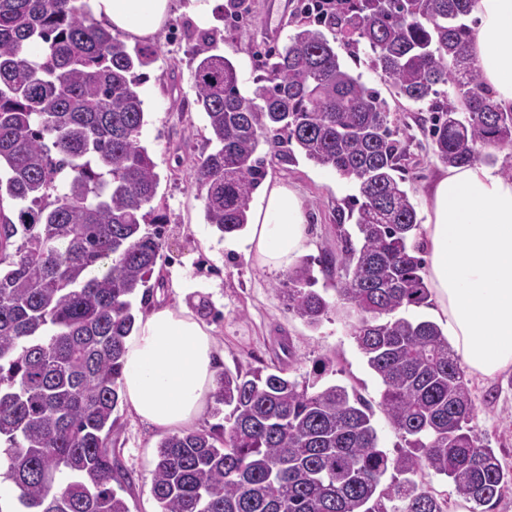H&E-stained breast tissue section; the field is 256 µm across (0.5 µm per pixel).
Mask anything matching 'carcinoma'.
I'll use <instances>...</instances> for the list:
<instances>
[{
	"label": "carcinoma",
	"mask_w": 512,
	"mask_h": 512,
	"mask_svg": "<svg viewBox=\"0 0 512 512\" xmlns=\"http://www.w3.org/2000/svg\"><path fill=\"white\" fill-rule=\"evenodd\" d=\"M470 3L337 0L267 58L252 99L202 38L195 103L211 151L194 179L207 223L225 236L244 230L266 176L263 145L357 182L347 203L356 234L338 225L340 251L320 260L338 273L336 300L315 288L310 263L289 269L280 292L310 328L339 307L355 317L350 336L405 447L379 448L372 405L341 384L226 369L211 395L224 424L157 446L158 512H443L412 479L422 467L446 477L469 512L512 491V468L470 426L448 337L404 316L430 297L405 143L388 103L336 52L363 50L393 97L427 106L437 162L493 163L490 149L512 144V110L494 103L469 53ZM150 62L82 0H0V191L20 203L17 221L0 215V512H129L112 487L129 479L112 451V414L133 300L149 301L164 248L144 212L159 185L140 144L137 69ZM448 84L463 108L439 90Z\"/></svg>",
	"instance_id": "carcinoma-1"
}]
</instances>
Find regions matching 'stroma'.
<instances>
[{
    "mask_svg": "<svg viewBox=\"0 0 512 512\" xmlns=\"http://www.w3.org/2000/svg\"><path fill=\"white\" fill-rule=\"evenodd\" d=\"M170 2L163 30L145 43L152 61L142 68L138 88L145 112L141 141L159 175L157 194L148 209L152 217L160 219L165 239L151 278L155 288L149 308L185 304L194 310L199 302H207L209 310L200 319L213 328L219 367L246 371L276 365L300 380L312 375L316 363L322 361L327 365L323 383L345 385L371 403H379L380 381L358 351L343 312L332 311L315 329L288 313L280 292L285 272L269 271L246 259L241 236L221 237L207 223L204 197L194 184L193 164L207 153L209 136L206 116L194 105V52L200 35L215 33L212 53L232 61L242 95L252 97L261 75L254 46L270 42L283 46L295 32L296 20L286 9L287 0H252L248 18L232 28L224 24L226 0H215L203 22L187 12V0ZM264 17L278 25L277 38L263 34L260 20ZM352 71L389 101L397 118L394 128L410 145L405 186L419 221H426L427 191L442 166L425 150L427 140L417 122L418 106L392 99L388 87L367 63L354 65ZM265 163L268 178L295 186L303 197L311 244L305 261L316 262L322 252L336 250L337 209L358 195V184L300 154L289 163L269 154ZM176 273L183 277L184 289L173 288ZM286 343L291 346L287 352L282 349ZM468 386L476 433L494 448L503 465L512 467V368L491 382L469 378ZM116 418L112 446L133 478L123 493L129 510L158 512L151 493L152 470L156 446L165 433L136 420L124 402Z\"/></svg>",
    "mask_w": 512,
    "mask_h": 512,
    "instance_id": "stroma-1",
    "label": "stroma"
}]
</instances>
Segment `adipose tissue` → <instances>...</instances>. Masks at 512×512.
I'll return each mask as SVG.
<instances>
[{
	"label": "adipose tissue",
	"instance_id": "adipose-tissue-1",
	"mask_svg": "<svg viewBox=\"0 0 512 512\" xmlns=\"http://www.w3.org/2000/svg\"><path fill=\"white\" fill-rule=\"evenodd\" d=\"M98 22L129 40L165 25L169 0H90ZM469 51L494 101L512 109V0H474ZM303 201L269 180L252 210L246 255L279 271L310 248ZM427 285L466 372L492 380L512 367V179L476 162L444 170L422 226ZM121 390L134 414L159 429L191 430L216 388L210 326L186 307L141 316L126 340Z\"/></svg>",
	"mask_w": 512,
	"mask_h": 512
}]
</instances>
